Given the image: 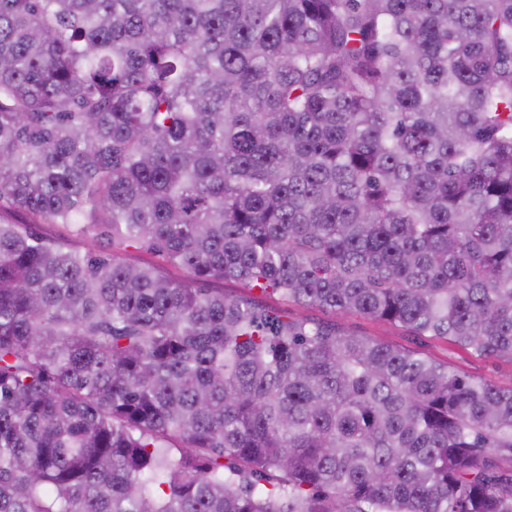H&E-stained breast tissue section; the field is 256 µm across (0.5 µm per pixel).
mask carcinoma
I'll return each instance as SVG.
<instances>
[{"instance_id":"obj_1","label":"carcinoma","mask_w":512,"mask_h":512,"mask_svg":"<svg viewBox=\"0 0 512 512\" xmlns=\"http://www.w3.org/2000/svg\"><path fill=\"white\" fill-rule=\"evenodd\" d=\"M0 512H512V0H0ZM235 280L228 295L205 287ZM1 218L16 224H25L39 237L48 240H65L73 248L81 253L98 251L100 242H98L91 234L83 233L73 225L66 224H49L46 222H38L33 224L31 218L21 212L3 210ZM118 254H119V257L127 263L153 264L163 275H166V276H169L172 278L183 279L187 275L184 270L169 265L161 257H158L145 249L128 247L125 250H121ZM336 321L351 332L415 350L436 362L448 364L451 370L460 374L483 379L499 387H512V362L509 360L479 357L445 338L410 336L391 323L374 321L357 314L336 315Z\"/></svg>"}]
</instances>
